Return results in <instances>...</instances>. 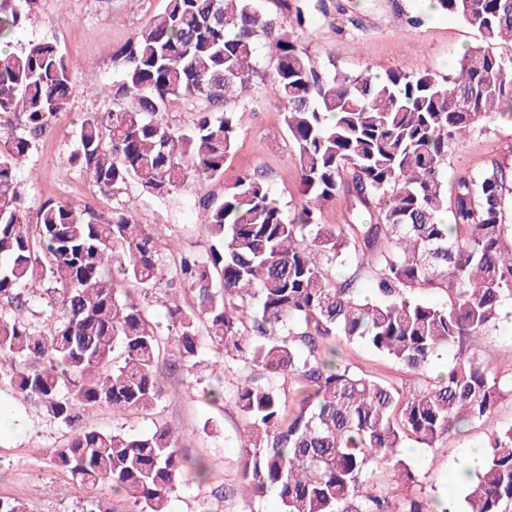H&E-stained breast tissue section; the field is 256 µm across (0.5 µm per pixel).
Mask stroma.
Segmentation results:
<instances>
[{"label": "stroma", "instance_id": "stroma-1", "mask_svg": "<svg viewBox=\"0 0 512 512\" xmlns=\"http://www.w3.org/2000/svg\"><path fill=\"white\" fill-rule=\"evenodd\" d=\"M166 4L167 0H39L35 12L14 34L13 47L19 50L35 42L56 43L72 65L76 89L67 109L55 118L51 133L39 141L18 171L17 180L34 209L48 197L89 206L104 216L112 208L136 204L141 222L152 225L160 241L172 240L180 250L204 255L213 239L195 204V188L189 186L158 199L132 183L106 197L68 164L77 147L74 130L79 116L112 107L118 78L114 51L163 12ZM327 4L328 15H313L298 45L330 71L383 75L422 65L436 77L446 78L455 74L465 49L478 42L475 31L430 9L425 0H327ZM414 16L421 17V24H411ZM495 163L512 170V123L492 114L451 147L447 174L452 179L476 174ZM253 168L263 171L285 209L291 211L301 204L302 186L285 130L264 98L238 111L235 148L226 159L223 178L210 182V193L222 197L225 184L233 182L240 171ZM337 346L343 363L353 370L397 387L427 386L453 358L452 353H442L426 373L415 375L360 344L341 340ZM511 348L512 327L503 323L472 341L473 351L506 387L512 385V362L503 353ZM214 356L213 346H206L205 363L193 374L168 376L155 415L131 411L116 419L99 410L89 419L106 429L122 427L130 435L148 434L156 424L168 423L177 428L191 455L210 461L209 484L183 485L170 512H198L200 501L209 498L212 488L219 485L227 495L215 502L216 512H282L277 498L266 496L248 503L237 492L246 422L232 398L213 405L205 400L204 392L219 379L229 393L246 372L235 367L215 375L208 366ZM0 408L22 416L26 423L21 434L0 439V498L22 500L28 512H80L82 489L50 461L51 450L67 437L66 427L6 388L0 390ZM511 425L509 394L489 418L451 433L436 446L426 448L411 442L401 449V458L415 473L413 481L382 468L376 471L372 485L399 505L410 499H435L448 512H460L461 488L453 484V473L469 456L481 453L489 436Z\"/></svg>", "mask_w": 512, "mask_h": 512}]
</instances>
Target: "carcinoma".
Listing matches in <instances>:
<instances>
[{"mask_svg": "<svg viewBox=\"0 0 512 512\" xmlns=\"http://www.w3.org/2000/svg\"><path fill=\"white\" fill-rule=\"evenodd\" d=\"M290 30L260 0H168L118 50L114 105L87 112L69 165L103 196L131 182L157 198L189 185L216 245L173 267L151 225L123 206L102 217L45 199L36 218L16 172L75 91L72 66L51 42L10 50L38 0H0V119L21 118L0 151V386L68 429L51 459L84 492L81 512H169L178 487L208 482L179 432L162 424L142 436L101 430L94 410L151 414L163 378L201 364L202 336L214 364L259 372L232 392L246 421L240 467L244 497L276 489L282 512H434L426 500L396 507L368 488L373 465L413 472L398 449L433 447L489 417L503 397L472 336L501 319L512 298V225L504 222L512 171L493 166L448 184L452 143L491 110L512 122V0H433V9L475 30L454 77L418 67L384 77L334 73L297 41L326 0H278ZM276 58L264 88L286 128L306 201L294 212L265 178L244 170L222 198L204 191L224 175L235 114L256 100L255 45ZM198 104L186 128L164 118L170 97ZM343 195L345 224H322ZM367 271L373 291L358 282ZM45 283L54 325L24 319L22 288ZM131 284L143 299L122 294ZM168 334L144 300L161 286ZM446 297L431 302L430 294ZM361 343L425 371L450 346L459 353L424 389L394 387L337 359L336 339ZM464 484L465 512H512V426L497 432ZM121 494V511L97 495Z\"/></svg>", "mask_w": 512, "mask_h": 512, "instance_id": "cac0c4a2", "label": "carcinoma"}]
</instances>
